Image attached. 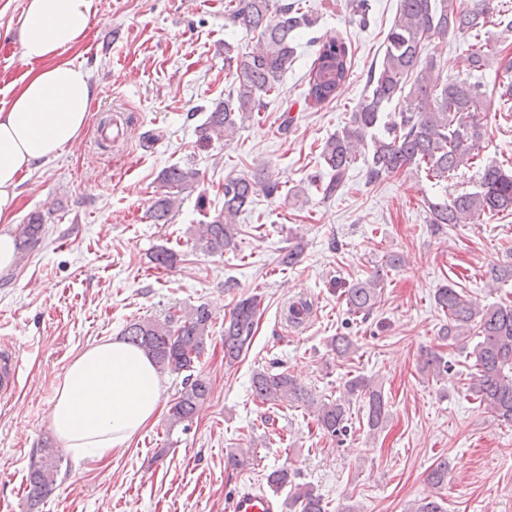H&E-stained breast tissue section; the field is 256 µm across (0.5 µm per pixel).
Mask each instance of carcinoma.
<instances>
[{"instance_id": "1", "label": "carcinoma", "mask_w": 512, "mask_h": 512, "mask_svg": "<svg viewBox=\"0 0 512 512\" xmlns=\"http://www.w3.org/2000/svg\"><path fill=\"white\" fill-rule=\"evenodd\" d=\"M352 15L359 25L370 22L368 0H352ZM228 27H243L257 34L260 48L242 57L224 45V60L236 64L233 92L209 112L201 138L212 136L230 140L239 123L259 111L263 99L278 91L281 77L294 63L298 30L311 27L314 20L288 0H229L224 10ZM512 29V0H400V11L386 36L383 58L368 72L367 92L352 111L348 124L323 144L320 158L332 172L322 188L331 197L342 186L348 171L358 162L366 167V180L375 184L402 169L413 168L438 183L453 180L462 167L479 170L474 192H462L450 199L424 201L431 224H471L486 214L512 212V165L481 160L485 127L481 114L487 98H499L500 110L512 111V61L502 57L500 45L488 36V28ZM461 35L467 43L465 71H481L497 65L501 81L492 88L463 77L441 82L431 76L434 60L427 46L434 37ZM351 57L345 42L327 37L307 72L305 101L321 105L336 98L350 75ZM400 100L397 119L384 122L386 106ZM198 172L173 165L161 175L166 187L185 189L196 182ZM277 190L274 183L236 177L224 183V207L211 221L194 230L198 247L206 252H222L238 234L237 218L258 193L267 196ZM180 207L171 192L155 197L149 210L156 224H167ZM44 224L39 214L19 225L18 237L24 247H34L42 239ZM180 255L164 245L156 247L150 262L157 270H170ZM381 280L374 277L342 291L348 312L368 318L380 301ZM437 305L448 317L441 329L443 338L457 343L478 337L473 349L474 372L470 390L480 404L499 420L512 423V301L481 307L454 285L437 289ZM262 299L257 295L236 302L224 319V360L236 363L254 337ZM211 313L204 306L163 321H134L124 329V339L142 349L162 371L191 370L204 354L209 339ZM329 346L339 358L355 352L347 336L332 337ZM423 369L434 376L448 374V361L427 358ZM343 396L319 399L300 386L286 372H254L251 390L262 404L302 403L313 410L318 427L339 436L347 432L352 402H361L367 426L375 430L386 419L388 401L364 375H352L344 383ZM211 388L201 377L188 375L180 395L169 409L170 425L192 422L199 405ZM58 465L52 449H43L40 459L27 475L30 506H36L56 483ZM448 479V462L441 461L428 474V483L442 489ZM267 485L278 492L291 482L289 469L272 470ZM288 507L298 512H326L322 497L308 484L296 485Z\"/></svg>"}]
</instances>
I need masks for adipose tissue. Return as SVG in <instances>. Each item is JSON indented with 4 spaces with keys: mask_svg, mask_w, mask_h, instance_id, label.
Instances as JSON below:
<instances>
[{
    "mask_svg": "<svg viewBox=\"0 0 512 512\" xmlns=\"http://www.w3.org/2000/svg\"><path fill=\"white\" fill-rule=\"evenodd\" d=\"M94 13L95 0H27L19 19L21 56L31 69L0 107V270L16 262V238L6 225L20 173L77 145L88 123L91 76L60 55L86 36ZM162 393L161 372L141 349L118 338L97 343L59 381L52 432L76 457L103 458L157 416Z\"/></svg>",
    "mask_w": 512,
    "mask_h": 512,
    "instance_id": "adipose-tissue-1",
    "label": "adipose tissue"
}]
</instances>
